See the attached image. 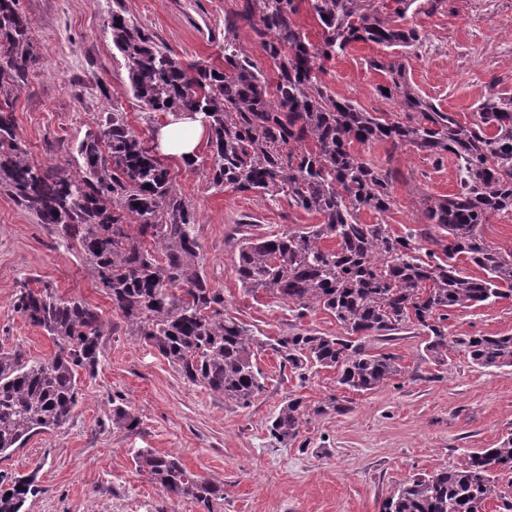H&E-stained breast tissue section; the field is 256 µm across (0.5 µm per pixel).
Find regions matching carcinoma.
<instances>
[{"mask_svg":"<svg viewBox=\"0 0 512 512\" xmlns=\"http://www.w3.org/2000/svg\"><path fill=\"white\" fill-rule=\"evenodd\" d=\"M438 2L242 0L224 19L222 66L179 59L121 8L107 25L147 128L158 115L201 116L212 186L282 196L319 217L318 224L276 235H258L255 225L240 221L227 242L235 246V273L246 293L278 299L298 319L323 310L343 330L339 336L299 328L264 339L226 313L224 294L204 270L192 207L150 137L136 132L125 113H107L86 133L75 149L76 168L31 161L11 102L38 62L19 0H0V191L50 228L60 245L77 249L127 335L155 348L184 380L239 407L263 390L257 357L269 349L281 368L303 380L330 368L338 387L364 393L400 374L395 354L373 352L365 341L412 324L441 364L448 358L450 311L512 296V253L498 251L482 234L490 217L512 215V92L488 93L477 102L474 121L463 124L411 86L403 60L388 54L371 66L387 77L377 94L400 102L404 119L392 121L333 96L322 81L325 64L355 43L409 54L422 35L402 20ZM303 8L321 29L316 43L295 21ZM242 22L274 76L245 52ZM355 143L385 145V163L367 162ZM405 146L436 158L451 155L457 190L422 196L420 222L400 233L388 224L360 223L362 212L384 214L396 205L393 163ZM466 265L480 274H467ZM13 307L46 332L56 352L32 361L19 349L0 347V456L72 418L81 372L95 371L108 332L97 308L50 285L21 288ZM463 344L480 367H512V335L469 336ZM306 416L302 399L288 401L269 436L288 444ZM137 425L128 405L112 403V428ZM134 463L163 492L190 497L206 512L224 498L219 485L196 478L174 455L140 451ZM507 471L512 437L451 468L409 478L381 512H485L490 499L512 512L496 476ZM38 492L35 475L0 473V512H23Z\"/></svg>","mask_w":512,"mask_h":512,"instance_id":"1","label":"carcinoma"}]
</instances>
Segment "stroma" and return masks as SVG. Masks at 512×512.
<instances>
[{"instance_id":"35a3bbf8","label":"stroma","mask_w":512,"mask_h":512,"mask_svg":"<svg viewBox=\"0 0 512 512\" xmlns=\"http://www.w3.org/2000/svg\"><path fill=\"white\" fill-rule=\"evenodd\" d=\"M117 2L179 58L224 61V18L239 0H20L39 61L15 101L14 117L36 165H67L86 131L108 112L125 113L134 130L146 129L106 32ZM407 23L423 36L405 58L410 84L459 121H473L477 101L491 90L512 91V0H441L437 10L408 16ZM381 54L376 45L354 44L327 62L323 81L333 94L395 119L399 103L375 92L384 76L370 61ZM167 162L196 213L204 267L229 313L271 338L297 326L339 334L324 311L299 319L283 302L246 294L234 251L224 243L246 215L270 234L315 223V216L282 198L217 190L205 163L190 166L174 156ZM397 165L403 176L393 185L396 206L382 216L362 214L363 223L397 230L415 225L422 195L452 194L459 180L453 159L438 161L411 147L398 154ZM45 283L98 307L114 329L103 338L95 373L80 376L82 396L72 419L0 459V471L37 476L41 491L27 499L24 512H204L137 472L133 457L146 449L176 455L199 479L223 485L214 512H380L410 477L512 437V367H480L462 343L475 334L512 335V298L452 312L441 366L426 355L414 327L371 339L374 351L397 356L401 373L365 393L338 389L336 372L328 368L299 380L280 369L272 352H263L257 362L264 389L241 408L186 382L155 349L118 328L111 301L73 252L0 193V346L20 348L34 360L56 347L13 302L22 286ZM333 394L347 400V412L311 418L288 444L272 441L268 422L288 400L313 407ZM116 400L137 415L135 430L113 429Z\"/></svg>"}]
</instances>
